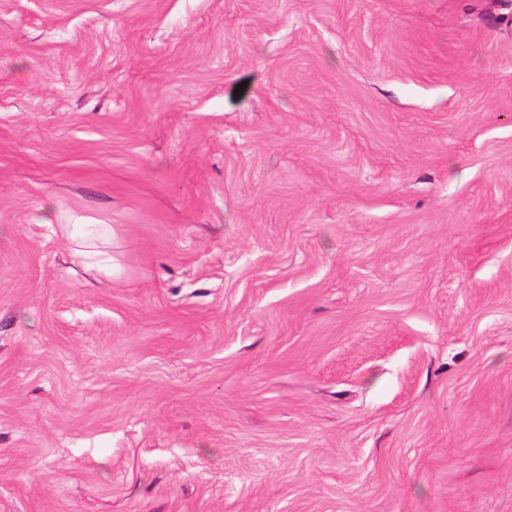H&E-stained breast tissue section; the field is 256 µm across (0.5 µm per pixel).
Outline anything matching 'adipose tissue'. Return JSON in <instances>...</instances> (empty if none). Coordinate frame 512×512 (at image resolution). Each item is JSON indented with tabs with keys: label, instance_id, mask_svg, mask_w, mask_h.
I'll use <instances>...</instances> for the list:
<instances>
[{
	"label": "adipose tissue",
	"instance_id": "1",
	"mask_svg": "<svg viewBox=\"0 0 512 512\" xmlns=\"http://www.w3.org/2000/svg\"><path fill=\"white\" fill-rule=\"evenodd\" d=\"M63 241L74 263L93 279L112 278L120 269L107 244L112 238L108 224H64L60 227Z\"/></svg>",
	"mask_w": 512,
	"mask_h": 512
}]
</instances>
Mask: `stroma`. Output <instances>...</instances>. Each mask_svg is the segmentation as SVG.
I'll list each match as a JSON object with an SVG mask.
<instances>
[{"label":"stroma","instance_id":"1","mask_svg":"<svg viewBox=\"0 0 512 512\" xmlns=\"http://www.w3.org/2000/svg\"><path fill=\"white\" fill-rule=\"evenodd\" d=\"M0 512H512V0H0ZM60 238L72 261L80 265L93 279H112L119 274L114 256L106 244L112 239L109 224H62Z\"/></svg>","mask_w":512,"mask_h":512}]
</instances>
